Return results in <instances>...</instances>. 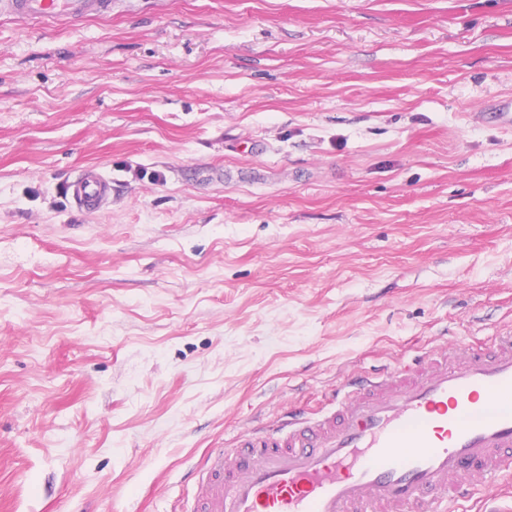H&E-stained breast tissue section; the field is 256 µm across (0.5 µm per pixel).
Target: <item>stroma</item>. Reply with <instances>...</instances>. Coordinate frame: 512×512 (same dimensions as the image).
<instances>
[{"mask_svg":"<svg viewBox=\"0 0 512 512\" xmlns=\"http://www.w3.org/2000/svg\"><path fill=\"white\" fill-rule=\"evenodd\" d=\"M510 102L512 0L0 10V512H183L256 422L511 326ZM73 205L85 213H96L108 203L112 179L97 166L90 165L75 173L66 186Z\"/></svg>","mask_w":512,"mask_h":512,"instance_id":"obj_1","label":"stroma"}]
</instances>
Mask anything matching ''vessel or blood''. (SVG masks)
Wrapping results in <instances>:
<instances>
[{"instance_id": "b4317fda", "label": "vessel or blood", "mask_w": 512, "mask_h": 512, "mask_svg": "<svg viewBox=\"0 0 512 512\" xmlns=\"http://www.w3.org/2000/svg\"><path fill=\"white\" fill-rule=\"evenodd\" d=\"M51 21L80 0H0ZM98 212L112 180L97 166L66 186ZM512 464V329L473 350L451 345L367 376L352 375L316 415L281 421L212 449L189 512H448L479 480Z\"/></svg>"}]
</instances>
